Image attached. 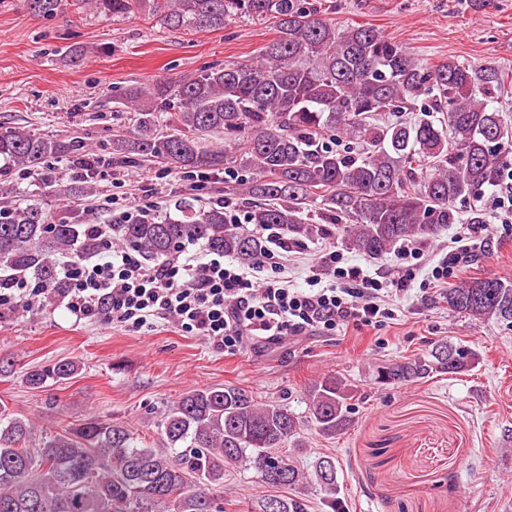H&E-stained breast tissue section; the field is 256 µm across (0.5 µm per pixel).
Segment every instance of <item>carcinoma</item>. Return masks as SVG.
<instances>
[{
	"label": "carcinoma",
	"mask_w": 512,
	"mask_h": 512,
	"mask_svg": "<svg viewBox=\"0 0 512 512\" xmlns=\"http://www.w3.org/2000/svg\"><path fill=\"white\" fill-rule=\"evenodd\" d=\"M112 17L147 13L171 29L209 31L232 19L274 21L278 36L255 61L193 74L177 87L156 82L127 89L121 104L134 128L112 139L109 154L137 164L161 159L195 172H224L232 196L249 197L245 223L276 227L289 239L340 235L347 248L370 259L401 239H435L459 221L456 202L501 182L512 127L491 103L498 73L452 61L420 66L378 29H338L318 5L298 0H74ZM30 13L50 17L69 0H24ZM431 103L411 123L378 116L421 96ZM166 123L168 131L160 129ZM340 130L358 148L338 150L329 133ZM224 136L221 147L209 144ZM97 159L80 140L43 137L24 126H0V159L51 183L41 170L49 158ZM0 265L29 274L48 296L67 285L58 254L75 248L80 260L108 245L88 217L69 209L54 219L39 203L13 200L0 190ZM226 199L198 207L176 201L180 218L148 216L114 225L118 242L146 257L168 256L185 241L243 262L264 253L263 238L229 222ZM448 307L479 319L512 323V279L463 281L445 292ZM475 354L442 344L431 360L410 359L377 367L381 384L461 374ZM76 371L71 362L28 371L25 383L41 389ZM302 422L287 407L257 401L235 386L191 389L157 423L152 448L126 427L91 417L76 426L34 438L31 419L0 406V512H224L225 472L251 465L264 484L293 489L310 480L336 512V461L321 457L310 475L280 449L303 447L305 425L334 438L350 425L354 390L328 376L308 394ZM275 500L279 512H305L300 498Z\"/></svg>",
	"instance_id": "1"
}]
</instances>
